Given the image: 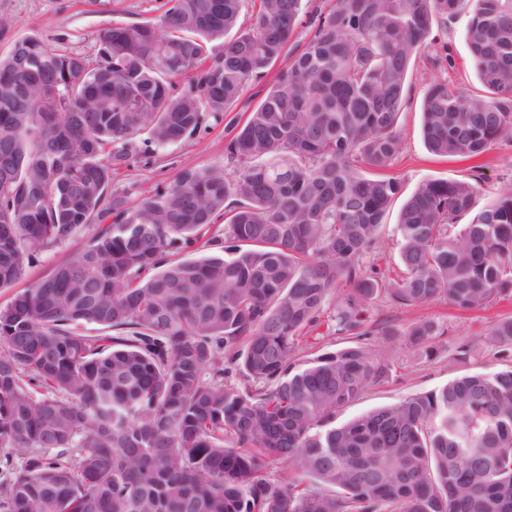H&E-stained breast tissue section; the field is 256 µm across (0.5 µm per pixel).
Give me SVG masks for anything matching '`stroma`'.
<instances>
[{
    "label": "stroma",
    "instance_id": "1",
    "mask_svg": "<svg viewBox=\"0 0 512 512\" xmlns=\"http://www.w3.org/2000/svg\"><path fill=\"white\" fill-rule=\"evenodd\" d=\"M165 0H0V55L25 36L38 34L51 45L67 51L94 56L98 30L115 22L139 23L156 18ZM466 14L449 19L436 28V40L417 59L410 75V89L401 110L397 129L401 149L386 169L401 191L387 213L379 232V242L367 257L386 278L401 273L398 263L397 221L406 198L428 180H464L477 184L474 211L493 204L500 192L512 186V141L503 139L477 161L440 158L425 147L421 132V102L432 77L439 76L470 95L484 94L485 88L473 70L464 38ZM447 54L449 66L435 68L432 60ZM260 84L250 83L231 117L205 114L195 135L166 148H157L147 132L138 133L133 144L134 160L116 167L108 185L109 193L127 194L137 201L154 195L173 183L188 167L198 169L226 165L225 144L230 138L229 119H245L261 98ZM512 318V299L497 300L486 308L460 311L446 301L436 300L419 306H397L382 300L371 307L373 323L386 322L395 330L391 336H371L377 349L387 351L393 361L384 383L366 391L358 400L337 410L335 422L343 424L370 410L394 404L408 396L427 393L446 385L464 373L496 372L512 367V352L483 343L482 338L498 322ZM421 319H433L448 327V334L435 343L432 356L411 346L405 335L409 326ZM472 347L465 362L449 364L448 355L458 343Z\"/></svg>",
    "mask_w": 512,
    "mask_h": 512
}]
</instances>
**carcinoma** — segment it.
Here are the masks:
<instances>
[{
  "instance_id": "carcinoma-1",
  "label": "carcinoma",
  "mask_w": 512,
  "mask_h": 512,
  "mask_svg": "<svg viewBox=\"0 0 512 512\" xmlns=\"http://www.w3.org/2000/svg\"><path fill=\"white\" fill-rule=\"evenodd\" d=\"M466 7L486 95L435 77L421 115L432 154L471 159L512 137V0H336L306 22L301 0H260L247 25L243 0H167L100 29L93 59L38 35L0 55V288L109 221L0 308V512H512V368L335 424L391 371L368 342L380 295L512 298V187L473 215L475 184L422 183L397 224L403 275L365 262L400 190L380 173L411 69ZM301 26L225 145L235 177L189 168L152 197H108L135 134L161 148L232 111ZM198 244L223 250L169 259ZM323 325L349 344L297 357ZM446 333L421 319L408 337ZM484 341L512 347V319ZM282 464L301 478L271 475Z\"/></svg>"
}]
</instances>
